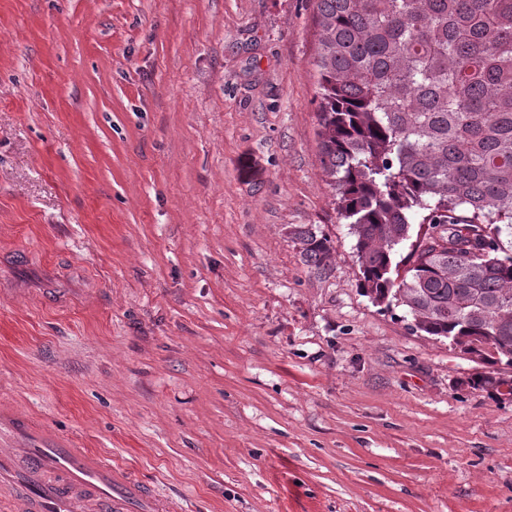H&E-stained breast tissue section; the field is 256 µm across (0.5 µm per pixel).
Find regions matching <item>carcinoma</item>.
I'll return each mask as SVG.
<instances>
[{"label": "carcinoma", "instance_id": "carcinoma-1", "mask_svg": "<svg viewBox=\"0 0 512 512\" xmlns=\"http://www.w3.org/2000/svg\"><path fill=\"white\" fill-rule=\"evenodd\" d=\"M320 161L361 287L512 371V0H315ZM306 265L336 247L293 232ZM407 254H402L404 249Z\"/></svg>", "mask_w": 512, "mask_h": 512}]
</instances>
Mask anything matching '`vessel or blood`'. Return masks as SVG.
<instances>
[{"mask_svg":"<svg viewBox=\"0 0 512 512\" xmlns=\"http://www.w3.org/2000/svg\"><path fill=\"white\" fill-rule=\"evenodd\" d=\"M0 448V512H176L130 468L11 421Z\"/></svg>","mask_w":512,"mask_h":512,"instance_id":"b4317fda","label":"vessel or blood"}]
</instances>
